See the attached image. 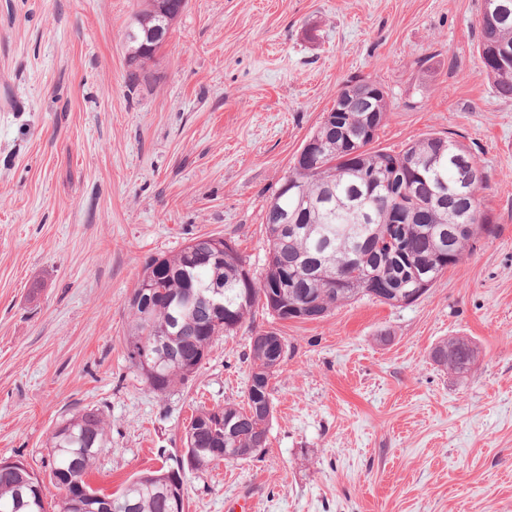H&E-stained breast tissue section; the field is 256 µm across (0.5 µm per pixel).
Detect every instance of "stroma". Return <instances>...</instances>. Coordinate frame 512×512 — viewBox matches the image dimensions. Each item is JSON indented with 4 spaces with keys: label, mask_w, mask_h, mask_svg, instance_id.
I'll list each match as a JSON object with an SVG mask.
<instances>
[{
    "label": "stroma",
    "mask_w": 512,
    "mask_h": 512,
    "mask_svg": "<svg viewBox=\"0 0 512 512\" xmlns=\"http://www.w3.org/2000/svg\"><path fill=\"white\" fill-rule=\"evenodd\" d=\"M137 0H0V460L41 481L56 424L97 408L88 481L114 493L184 452L197 407L242 403L250 338L287 345L261 459L186 470L184 512H512V98L488 80L480 0H188L130 78ZM389 103L377 147L433 133L486 178L491 234L416 302L317 320L262 307L159 396L130 369L126 302L191 238L234 242L254 275L265 211L352 81ZM451 337L465 375L437 366ZM476 358V347L471 342L463 337H452L439 344L432 360L438 366L463 375L471 371Z\"/></svg>",
    "instance_id": "35a3bbf8"
}]
</instances>
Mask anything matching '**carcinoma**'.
Listing matches in <instances>:
<instances>
[{"label": "carcinoma", "mask_w": 512, "mask_h": 512, "mask_svg": "<svg viewBox=\"0 0 512 512\" xmlns=\"http://www.w3.org/2000/svg\"><path fill=\"white\" fill-rule=\"evenodd\" d=\"M177 17L168 0H138L124 32L131 75H137L164 44L161 38L154 42V52L145 53L146 34L159 27L167 35ZM501 46L512 50V13L503 18L490 0H481L479 57ZM485 73L499 96L512 98L511 72L487 69ZM360 116L330 109L309 133L308 138L319 143L318 154L309 159L295 157L283 178L302 187V193L279 188L265 211L269 255L262 278L252 275L234 246L221 258L194 267L184 248L145 266L128 299L131 321L125 350L129 368L149 390L164 396L176 383L188 380L215 337L233 333L256 304L268 307L262 298L274 289L279 268L300 258L307 260L302 267L307 287L302 293L282 296V320L294 318V308L303 310L308 304L323 317L364 296L392 305L422 281L427 291L470 245L468 236L452 239L432 230L467 221L492 232L478 201L485 176L463 144L426 135L398 152L375 149L372 144L382 124L367 128ZM407 162L414 170L393 184L392 192L406 190L408 218L404 224H394L389 215L394 201L377 189L368 190L364 177L371 173L381 177ZM429 167L448 183V203L438 210V224L428 221L427 202L434 181L420 178ZM215 284L224 289L222 316L210 315L208 303L200 298ZM163 330L168 335L159 347L155 336ZM145 357L157 363L155 371L144 369ZM249 358L255 384L247 389L244 404L200 409L185 429L186 453L199 449L203 470L249 461L257 457L254 449L267 446L269 426L261 408L271 398L273 375L266 372L269 350L252 343ZM476 358V347L463 337L441 342L433 353L434 363L460 375L471 371ZM107 442L100 410L84 408L63 419L52 432L47 452L55 500H48L43 482L21 462L0 470V512H172L174 481L185 469H195L188 457L141 472L118 492L105 494L93 488L87 477Z\"/></svg>", "instance_id": "carcinoma-1"}]
</instances>
